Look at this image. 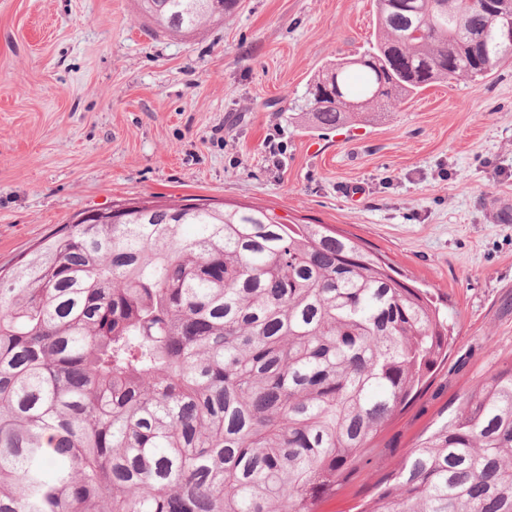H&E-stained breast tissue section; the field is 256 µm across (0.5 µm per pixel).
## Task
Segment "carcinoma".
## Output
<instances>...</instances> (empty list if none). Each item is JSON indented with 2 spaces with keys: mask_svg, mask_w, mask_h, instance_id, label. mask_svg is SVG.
I'll return each mask as SVG.
<instances>
[{
  "mask_svg": "<svg viewBox=\"0 0 512 512\" xmlns=\"http://www.w3.org/2000/svg\"><path fill=\"white\" fill-rule=\"evenodd\" d=\"M171 34L237 0H137ZM466 0H376L374 40L305 104L329 130L488 76ZM484 36L490 63H474ZM448 319L363 243L264 207L135 205L0 270V512H316L448 359ZM359 512H512V364Z\"/></svg>",
  "mask_w": 512,
  "mask_h": 512,
  "instance_id": "obj_1",
  "label": "carcinoma"
}]
</instances>
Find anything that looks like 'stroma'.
<instances>
[{"label":"stroma","instance_id":"1","mask_svg":"<svg viewBox=\"0 0 512 512\" xmlns=\"http://www.w3.org/2000/svg\"><path fill=\"white\" fill-rule=\"evenodd\" d=\"M374 0H237L180 36L137 0H0V267L87 210L208 199L325 224L448 310V359L318 512H352L512 361V63L338 130L298 112Z\"/></svg>","mask_w":512,"mask_h":512}]
</instances>
